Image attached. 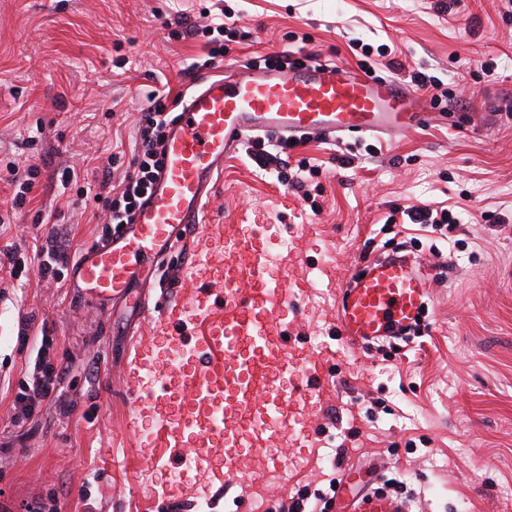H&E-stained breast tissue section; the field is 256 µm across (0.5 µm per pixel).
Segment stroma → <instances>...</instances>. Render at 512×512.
<instances>
[{
    "label": "stroma",
    "mask_w": 512,
    "mask_h": 512,
    "mask_svg": "<svg viewBox=\"0 0 512 512\" xmlns=\"http://www.w3.org/2000/svg\"><path fill=\"white\" fill-rule=\"evenodd\" d=\"M233 14L248 39L226 37L224 59L204 73L187 67L211 45L194 33L203 16ZM384 47L377 74L409 83L412 71L448 89L429 123L397 136L312 137L293 154L321 173L304 188L278 183L244 148L224 158L204 218L227 224H291L288 260L268 269L300 290L285 384L301 389L309 424L296 446L276 450L283 471L263 466L267 448L248 449L252 468L231 487L169 505L159 491L177 469H149L128 444L129 429L154 430L153 415L131 421L121 392L132 357L152 353L166 333L134 300L100 306L73 275L0 284V502L25 512L52 496L57 512H274L302 489L328 491L332 463L358 469L354 487L398 472L412 512H512V11L505 0H0V171L37 165L29 204L7 231L24 257L36 241L64 235L71 258L102 233L95 206L61 203L54 173L103 165L129 138L149 90L191 94L257 56L303 50L357 67L352 40ZM444 206L447 235L388 223L395 206ZM53 222L36 225L37 213ZM404 250L432 290L427 330L391 348L344 343L336 318L347 278L367 260ZM185 241L164 266L151 300L185 301L177 269ZM47 329L51 356L70 375L32 422L15 425L14 389L29 368L23 320ZM328 377L303 391L309 369Z\"/></svg>",
    "instance_id": "1"
}]
</instances>
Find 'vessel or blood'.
Wrapping results in <instances>:
<instances>
[{
    "label": "vessel or blood",
    "mask_w": 512,
    "mask_h": 512,
    "mask_svg": "<svg viewBox=\"0 0 512 512\" xmlns=\"http://www.w3.org/2000/svg\"><path fill=\"white\" fill-rule=\"evenodd\" d=\"M429 115L411 87L341 65L309 64L288 71L250 69L229 79L204 80L179 112L164 144L157 189L112 241L85 249L76 278L100 300L125 298L174 245L175 233L194 228L224 240L220 255L201 253L183 273L188 298L178 307L143 304L142 313L170 329L167 365L137 361L138 383L149 392L131 401L144 410L162 405L156 422L162 454L184 478L163 486L177 504L194 492L186 478L242 479L244 448L295 440L306 425L296 398L281 381L288 372V326L282 315L293 298L268 274L283 260L258 224L205 221L203 210L222 173L225 154L245 139L275 133L284 139L314 134H389L425 124ZM427 281L406 255L370 260L340 292L337 320L347 345L366 348L408 336L428 306ZM354 512H409L397 499L372 493Z\"/></svg>",
    "instance_id": "obj_1"
}]
</instances>
